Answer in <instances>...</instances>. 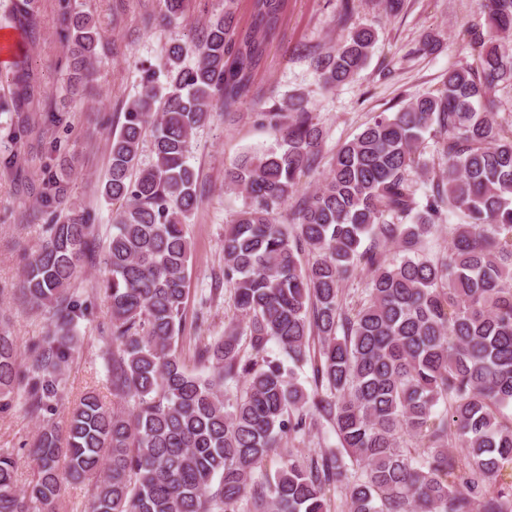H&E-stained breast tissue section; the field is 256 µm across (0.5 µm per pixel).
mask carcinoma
<instances>
[{"instance_id":"1","label":"carcinoma","mask_w":512,"mask_h":512,"mask_svg":"<svg viewBox=\"0 0 512 512\" xmlns=\"http://www.w3.org/2000/svg\"><path fill=\"white\" fill-rule=\"evenodd\" d=\"M162 21L185 17L189 0H162ZM487 29L463 32L472 61L448 68L434 92L378 113L336 148L330 170L293 200L317 168L323 133L308 102L290 96L259 113L276 147L245 155L225 184L249 203L224 235V280L243 323L199 345L186 364L183 329L191 257L185 223L198 207L190 140L215 108L253 94L254 76L287 0H253L252 24L224 16L195 42L173 43L156 71L141 69L138 97L111 135L101 196L117 205L99 288L111 311L105 337L112 393L134 408H107L84 393L65 428L42 427L24 487L0 450V512H54L66 485L94 480L84 512H512V123L497 92L512 93V0H481ZM67 89L93 77L101 37L95 22L61 0ZM376 33L352 31L311 57L326 91L367 64ZM192 64H185L187 56ZM437 137L429 164L424 134ZM152 138L154 161L140 163ZM288 228L277 210L290 201ZM44 238L19 291L53 326L21 362L0 329V410L23 390L31 413L53 411L86 307L69 294L95 242L93 214L66 204L53 174L39 209ZM448 225L451 242L429 257L424 239ZM314 260L302 266L298 255ZM367 272V298L352 304L342 282ZM275 342L281 357L268 354ZM310 366L314 387L297 370ZM245 388L228 405L224 391ZM323 429L336 449H288L274 473L264 461L283 441ZM465 450L464 456L452 452Z\"/></svg>"}]
</instances>
